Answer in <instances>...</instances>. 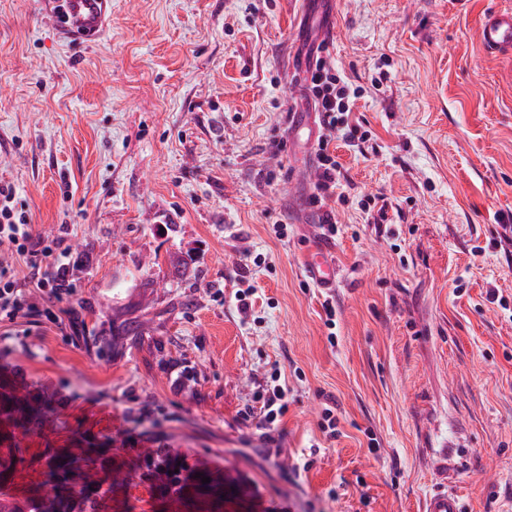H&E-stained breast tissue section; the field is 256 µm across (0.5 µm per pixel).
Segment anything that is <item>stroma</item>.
Here are the masks:
<instances>
[{
  "label": "stroma",
  "instance_id": "stroma-1",
  "mask_svg": "<svg viewBox=\"0 0 512 512\" xmlns=\"http://www.w3.org/2000/svg\"><path fill=\"white\" fill-rule=\"evenodd\" d=\"M335 3L329 58L374 134L336 159L376 205L333 204L322 289L318 168L279 147L309 105L288 72L301 0H112L92 46L41 0H0V183L33 236L85 260L58 322L0 320V361L41 410L11 427L24 461L0 492L45 496L53 473L102 512H159L150 464L211 456L251 486L241 512H425L441 489L512 512V252L493 244L512 216V60L479 39L512 0ZM276 372L290 393L270 424L255 396ZM331 253V245L322 244L309 261L308 273L317 288H331L336 285V267L332 263Z\"/></svg>",
  "mask_w": 512,
  "mask_h": 512
}]
</instances>
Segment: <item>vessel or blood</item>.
<instances>
[{
  "label": "vessel or blood",
  "instance_id": "obj_1",
  "mask_svg": "<svg viewBox=\"0 0 512 512\" xmlns=\"http://www.w3.org/2000/svg\"><path fill=\"white\" fill-rule=\"evenodd\" d=\"M303 5L309 14L311 33L322 37L332 32V14L321 0H303ZM111 10L112 0H44V14L57 31L68 41L86 46L103 36ZM480 39L491 51L512 54V9L489 14L481 26ZM290 121V143H315L317 128L313 119L294 112ZM331 253V245L325 244L311 257L308 273L316 287L330 288L336 283ZM427 512H463V507L455 494L438 492L429 498Z\"/></svg>",
  "mask_w": 512,
  "mask_h": 512
}]
</instances>
